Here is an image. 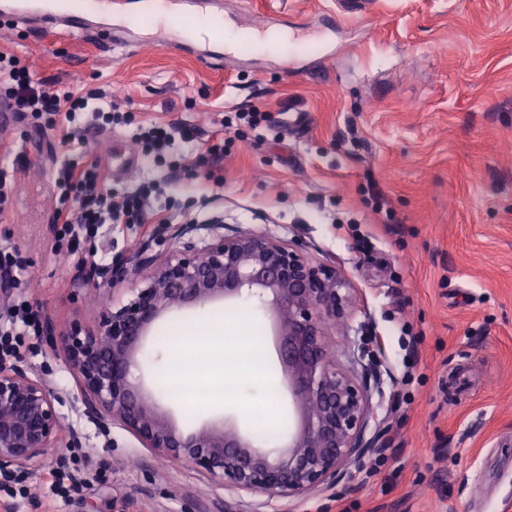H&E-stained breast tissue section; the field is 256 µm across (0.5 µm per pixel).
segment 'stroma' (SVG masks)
<instances>
[{"instance_id": "35a3bbf8", "label": "stroma", "mask_w": 512, "mask_h": 512, "mask_svg": "<svg viewBox=\"0 0 512 512\" xmlns=\"http://www.w3.org/2000/svg\"><path fill=\"white\" fill-rule=\"evenodd\" d=\"M229 22L246 28L271 16L303 47L280 54L243 46L225 59L173 55L154 30L105 51L78 36L45 40L37 28H1L0 50L28 60L34 78L111 93L134 124L100 131L30 118L0 128L13 156L12 210L0 219V247L16 251L23 296L62 328H95L100 311L126 300L134 280L83 284L77 255L50 252L54 169L46 160L111 167L112 152L134 146L143 123L182 122L192 141L176 143L172 170L137 155L121 190L156 181L155 208L170 223L105 224L96 245L105 262L134 258L142 242L157 253L235 231L299 245L335 265L355 300L327 343L337 360L378 341L381 363L373 416L386 458L377 473L352 465L333 489L268 498L235 491L187 461L159 457L118 425L87 416L75 379L47 340L26 362L58 396L63 454L83 484L57 496L45 471L19 479L23 495L0 487V512H512V0H374L371 13L341 14L337 0H224ZM270 111V125L239 128L237 111ZM224 154L199 165L214 143ZM55 161V162H56ZM378 187L385 203L375 211ZM250 315L275 377L274 319L242 301L162 318L147 347L166 371L165 341L185 325L228 312ZM175 423L192 429L226 418L266 447L293 429L287 388L279 427L256 432L248 413L268 384L243 381L237 401L192 409L157 390Z\"/></svg>"}]
</instances>
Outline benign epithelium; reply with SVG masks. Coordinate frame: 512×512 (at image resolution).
<instances>
[{
    "label": "benign epithelium",
    "instance_id": "obj_1",
    "mask_svg": "<svg viewBox=\"0 0 512 512\" xmlns=\"http://www.w3.org/2000/svg\"><path fill=\"white\" fill-rule=\"evenodd\" d=\"M150 270L145 286L97 327L74 320L46 323V337L78 381L85 413L118 424L146 448L187 460L229 487L274 497L301 496L339 483L375 448L370 435L368 376L358 377L329 352L324 324L345 316L353 289L336 267L312 262L299 246L240 233L167 254L141 248L133 261L94 269L87 279L109 285ZM257 297L279 322L278 357L298 415L284 449L272 453L235 425L206 422L184 431L156 405L141 356L146 338L167 314L218 300ZM58 397L21 358L0 362V478L34 475L61 447Z\"/></svg>",
    "mask_w": 512,
    "mask_h": 512
}]
</instances>
